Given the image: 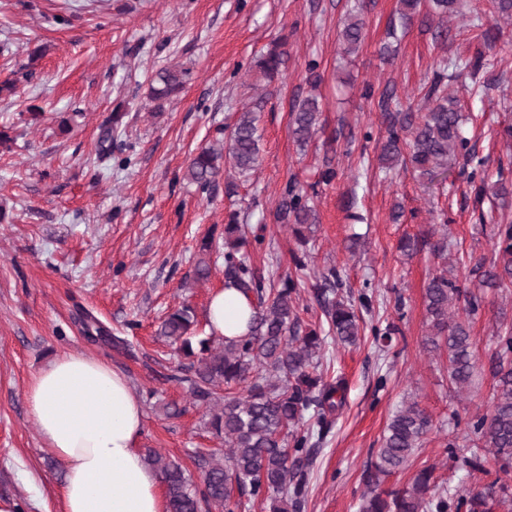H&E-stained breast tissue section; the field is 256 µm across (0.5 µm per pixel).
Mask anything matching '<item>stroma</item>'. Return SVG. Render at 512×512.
<instances>
[{
    "instance_id": "obj_1",
    "label": "stroma",
    "mask_w": 512,
    "mask_h": 512,
    "mask_svg": "<svg viewBox=\"0 0 512 512\" xmlns=\"http://www.w3.org/2000/svg\"><path fill=\"white\" fill-rule=\"evenodd\" d=\"M354 0H0V85L21 81L15 96L0 97V497L23 512H57L53 487L63 466L45 448L27 406L31 376L62 351L108 360L140 397L145 428L139 446L182 465L193 482L201 471L196 450L221 449L203 425L204 410L186 388L164 381L177 364L157 330L182 302L204 313L224 285V236L216 234L207 281L194 282L202 238L226 224L231 212L263 235L245 250L257 267L292 271L291 256L307 252L314 272L336 266L347 288L370 287L368 326L396 323L390 347L362 335L357 345L327 340L323 367L348 382L347 404L332 432L315 448L300 512H357L363 472L403 402L417 401L433 420L406 470L387 478L410 483L435 466L438 480L479 490L496 481L506 491L494 512H512V468L487 460L486 475L466 478L453 468L446 444L471 446L468 420L489 413L495 380L488 361L496 320L512 322V285L476 289L468 268L456 275L482 305L469 317L478 373L470 392L448 383L445 355L428 352L424 289L437 267L428 249L407 256L402 238L430 228L448 237L450 251L491 258L492 222L473 212L469 167L456 165L446 181L427 183L414 169L380 171L376 141L379 95L396 87L402 106L422 108L421 89L441 57L481 54L497 60L498 82L475 93L468 77L449 82L467 117L489 178L512 181V23H501L495 43L479 36L493 23L476 0L452 17V37L413 22L393 63L380 56L399 0H370L358 52L341 54L338 32ZM280 40L288 53L281 74L255 78L254 60ZM318 87L320 126L307 147L295 143L289 105L309 89V62ZM186 72L182 90L156 104L148 97L156 70ZM259 102L261 163L248 179L232 169L208 190L185 176L200 148L225 139L238 112ZM124 117L117 127L115 107ZM112 157L96 159L104 129ZM335 151L338 171L320 177L323 157ZM298 179L314 198L315 221L296 238L276 220L282 192ZM234 192H227V182ZM403 312H396L395 297ZM90 311L133 352L86 336L74 318ZM170 407L180 416H167Z\"/></svg>"
}]
</instances>
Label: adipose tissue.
<instances>
[{
	"label": "adipose tissue",
	"instance_id": "adipose-tissue-1",
	"mask_svg": "<svg viewBox=\"0 0 512 512\" xmlns=\"http://www.w3.org/2000/svg\"><path fill=\"white\" fill-rule=\"evenodd\" d=\"M252 312L246 294L221 289L208 301L205 332L246 335ZM27 403L46 448L65 467L54 488L59 512H166L163 479L138 446L143 406L109 362L61 352L33 375Z\"/></svg>",
	"mask_w": 512,
	"mask_h": 512
}]
</instances>
